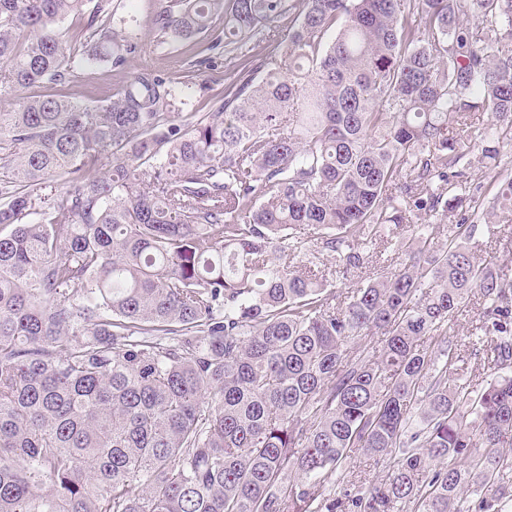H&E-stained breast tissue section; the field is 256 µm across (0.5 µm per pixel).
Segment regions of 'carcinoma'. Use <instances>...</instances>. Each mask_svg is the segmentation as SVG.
I'll list each match as a JSON object with an SVG mask.
<instances>
[{"mask_svg": "<svg viewBox=\"0 0 512 512\" xmlns=\"http://www.w3.org/2000/svg\"><path fill=\"white\" fill-rule=\"evenodd\" d=\"M115 15L0 0V512H512V275L448 223L512 144V0H164L223 92L85 103L146 47ZM357 451L390 475L332 497ZM145 64L143 58H137L124 73L115 74L109 68L91 69L86 73L85 81L79 88L82 99L95 104L111 97L127 77L140 71ZM479 297L480 295L478 292L472 294L469 308L467 309L469 311L464 313L466 315L460 317L459 320L456 321L454 325L451 326V330H449L450 336L456 337L458 340L461 341L460 343L462 344L465 343L466 345H468V336H470L469 334L472 329L471 321L474 320L473 317L477 313V309L481 308L479 307V303L481 302V300H479Z\"/></svg>", "mask_w": 512, "mask_h": 512, "instance_id": "obj_1", "label": "carcinoma"}]
</instances>
